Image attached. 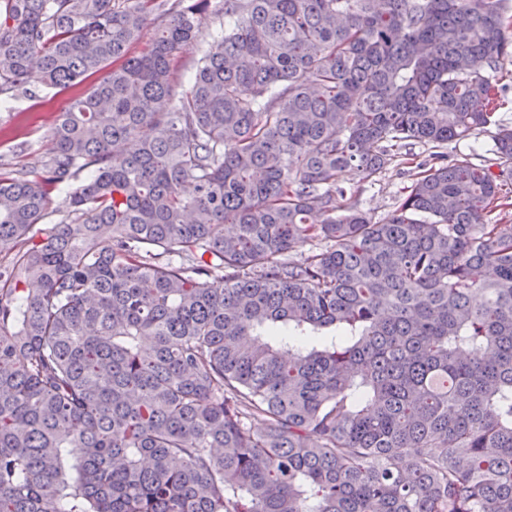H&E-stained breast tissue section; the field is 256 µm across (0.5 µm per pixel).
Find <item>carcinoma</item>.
Masks as SVG:
<instances>
[{
    "label": "carcinoma",
    "instance_id": "carcinoma-1",
    "mask_svg": "<svg viewBox=\"0 0 512 512\" xmlns=\"http://www.w3.org/2000/svg\"><path fill=\"white\" fill-rule=\"evenodd\" d=\"M150 2L0 6L3 104L98 76L0 175V512H512L507 0H220L179 96L211 0L131 56ZM420 143L386 222L344 202ZM200 52L190 51L174 59L171 63V76L174 90L177 94L188 88L189 79L194 72ZM488 143H491V140L489 136L486 134L471 136L449 144L447 149L448 156H450L451 159L453 158V156L456 155H466L468 157H471L472 161L476 164H496L495 162L498 161L494 159H497V157H495L493 154H487V152H485L487 148L485 147V145H487Z\"/></svg>",
    "mask_w": 512,
    "mask_h": 512
}]
</instances>
